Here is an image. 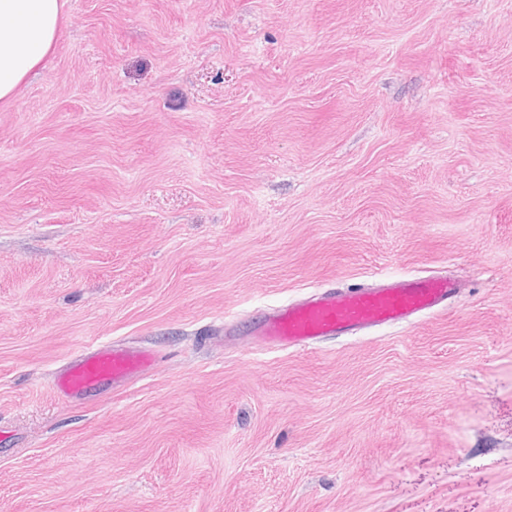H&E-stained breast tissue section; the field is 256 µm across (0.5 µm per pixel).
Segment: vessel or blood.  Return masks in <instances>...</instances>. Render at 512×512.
<instances>
[{"label":"vessel or blood","mask_w":512,"mask_h":512,"mask_svg":"<svg viewBox=\"0 0 512 512\" xmlns=\"http://www.w3.org/2000/svg\"><path fill=\"white\" fill-rule=\"evenodd\" d=\"M458 289V282L448 276L377 273L372 283L355 290L329 288L281 305L254 326L252 333L272 349L306 347L327 336L411 322L420 314L444 308ZM156 360V354L147 349L86 348L57 374L55 392L62 398H75L102 381L121 386L148 371Z\"/></svg>","instance_id":"obj_1"}]
</instances>
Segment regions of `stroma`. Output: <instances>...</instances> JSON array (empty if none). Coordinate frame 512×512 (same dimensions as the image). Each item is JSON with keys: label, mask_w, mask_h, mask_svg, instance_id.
<instances>
[{"label": "stroma", "mask_w": 512, "mask_h": 512, "mask_svg": "<svg viewBox=\"0 0 512 512\" xmlns=\"http://www.w3.org/2000/svg\"><path fill=\"white\" fill-rule=\"evenodd\" d=\"M377 272L460 288L252 336ZM102 344L158 361L59 398ZM0 512H512V0H66L0 101ZM371 284L356 290L329 288L299 302L281 305L254 326L271 349L306 347L326 336H343L368 328L409 323L422 313L444 308L458 293L449 276L373 274Z\"/></svg>", "instance_id": "stroma-1"}]
</instances>
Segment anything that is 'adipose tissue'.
I'll return each instance as SVG.
<instances>
[{"instance_id":"obj_1","label":"adipose tissue","mask_w":512,"mask_h":512,"mask_svg":"<svg viewBox=\"0 0 512 512\" xmlns=\"http://www.w3.org/2000/svg\"><path fill=\"white\" fill-rule=\"evenodd\" d=\"M65 0H0V101L11 100L54 48Z\"/></svg>"}]
</instances>
